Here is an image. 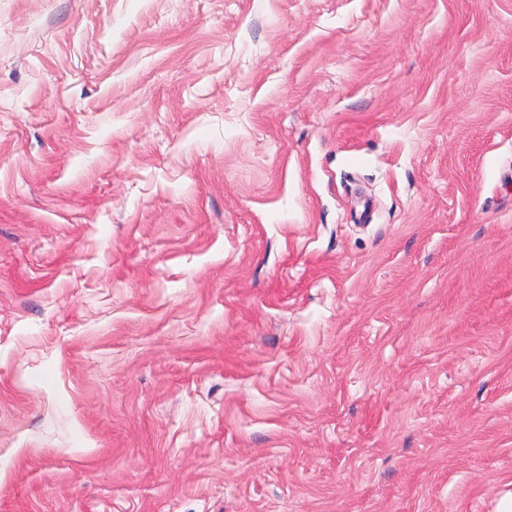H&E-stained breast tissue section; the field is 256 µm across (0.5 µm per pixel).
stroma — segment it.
<instances>
[{
	"label": "stroma",
	"mask_w": 512,
	"mask_h": 512,
	"mask_svg": "<svg viewBox=\"0 0 512 512\" xmlns=\"http://www.w3.org/2000/svg\"><path fill=\"white\" fill-rule=\"evenodd\" d=\"M512 0H0V512H498Z\"/></svg>",
	"instance_id": "stroma-1"
}]
</instances>
